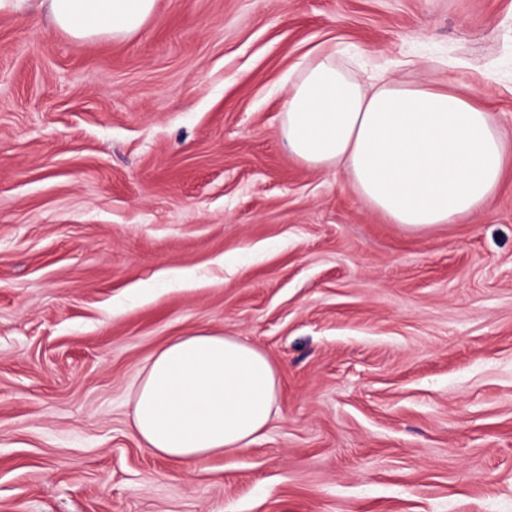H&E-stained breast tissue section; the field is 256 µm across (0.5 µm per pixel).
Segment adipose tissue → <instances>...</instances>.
Masks as SVG:
<instances>
[{
	"instance_id": "1",
	"label": "adipose tissue",
	"mask_w": 512,
	"mask_h": 512,
	"mask_svg": "<svg viewBox=\"0 0 512 512\" xmlns=\"http://www.w3.org/2000/svg\"><path fill=\"white\" fill-rule=\"evenodd\" d=\"M155 0H0V14L45 13L82 42L123 39ZM282 141L308 167H343L375 211L411 230L479 213L496 193L508 143L482 103L445 86L389 81L366 88L333 52L307 57L284 101ZM279 371L235 336H179L149 358L133 394L131 428L176 461L243 451L278 411Z\"/></svg>"
}]
</instances>
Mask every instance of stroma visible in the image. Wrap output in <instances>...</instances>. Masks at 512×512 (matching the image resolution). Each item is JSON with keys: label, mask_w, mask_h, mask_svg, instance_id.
<instances>
[{"label": "stroma", "mask_w": 512, "mask_h": 512, "mask_svg": "<svg viewBox=\"0 0 512 512\" xmlns=\"http://www.w3.org/2000/svg\"><path fill=\"white\" fill-rule=\"evenodd\" d=\"M322 48L512 139V0H156L94 43L0 15V512H512V169L471 218L391 223L281 140ZM202 331L281 365L280 413L174 461L130 397Z\"/></svg>", "instance_id": "35a3bbf8"}]
</instances>
